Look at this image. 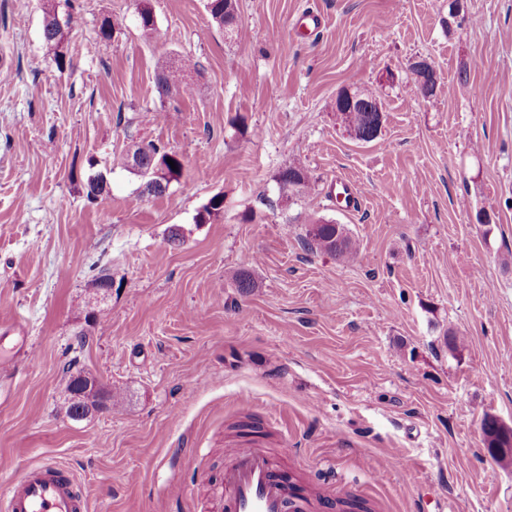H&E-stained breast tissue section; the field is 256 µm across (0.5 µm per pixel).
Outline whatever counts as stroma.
I'll use <instances>...</instances> for the list:
<instances>
[{
	"label": "stroma",
	"mask_w": 512,
	"mask_h": 512,
	"mask_svg": "<svg viewBox=\"0 0 512 512\" xmlns=\"http://www.w3.org/2000/svg\"><path fill=\"white\" fill-rule=\"evenodd\" d=\"M205 3L151 0L147 36L136 0H0V324L26 334L0 343V493L49 457L91 512H215L244 422L300 487L370 512H512V462L482 432L512 427V0H236L229 33ZM51 6L74 18L62 70L42 44ZM311 11L321 29L294 32ZM186 58L191 93L160 97ZM353 87L383 104L369 143L336 118ZM143 140L184 161L158 196L119 163ZM92 159L110 183L94 202ZM292 165L310 185L286 199ZM321 218L353 260L304 249ZM70 363L121 407L70 419ZM482 430L484 434V441L487 443L490 455L500 462L507 461L496 453L495 448H499V453L501 455L509 457L512 454V448H500V441L502 437H506L509 434L512 437V428L510 429L509 427L499 423L492 417H486L482 423Z\"/></svg>",
	"instance_id": "1"
}]
</instances>
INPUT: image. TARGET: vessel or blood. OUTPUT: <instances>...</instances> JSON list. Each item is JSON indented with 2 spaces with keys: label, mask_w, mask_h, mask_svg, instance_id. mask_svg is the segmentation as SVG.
Returning <instances> with one entry per match:
<instances>
[{
  "label": "vessel or blood",
  "mask_w": 512,
  "mask_h": 512,
  "mask_svg": "<svg viewBox=\"0 0 512 512\" xmlns=\"http://www.w3.org/2000/svg\"><path fill=\"white\" fill-rule=\"evenodd\" d=\"M224 458L219 512H317L321 505L298 493L263 448L231 442ZM0 512H89V504L69 470L43 459L0 495Z\"/></svg>",
  "instance_id": "obj_1"
}]
</instances>
